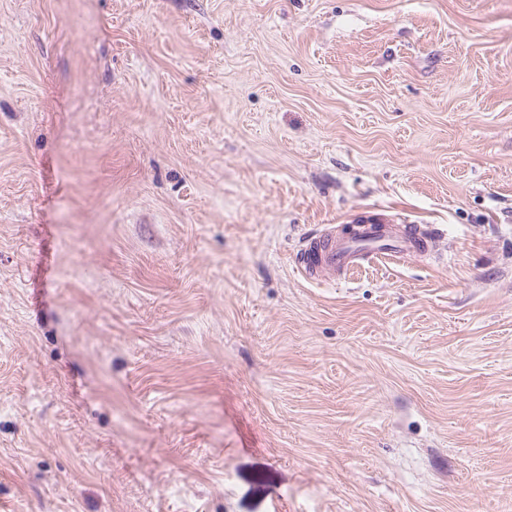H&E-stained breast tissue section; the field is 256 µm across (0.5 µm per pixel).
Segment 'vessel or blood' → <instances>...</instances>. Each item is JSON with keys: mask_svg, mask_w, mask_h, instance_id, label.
Masks as SVG:
<instances>
[{"mask_svg": "<svg viewBox=\"0 0 512 512\" xmlns=\"http://www.w3.org/2000/svg\"><path fill=\"white\" fill-rule=\"evenodd\" d=\"M427 237L408 224H385L379 230L352 234L321 231L306 239L297 261L298 272L309 281L346 276L357 263L380 258L405 259L425 249Z\"/></svg>", "mask_w": 512, "mask_h": 512, "instance_id": "obj_1", "label": "vessel or blood"}]
</instances>
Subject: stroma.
<instances>
[{
	"instance_id": "stroma-1",
	"label": "stroma",
	"mask_w": 512,
	"mask_h": 512,
	"mask_svg": "<svg viewBox=\"0 0 512 512\" xmlns=\"http://www.w3.org/2000/svg\"><path fill=\"white\" fill-rule=\"evenodd\" d=\"M0 512H512V0H0ZM297 260V271L309 281L323 277L336 282L357 263L380 258L406 259L427 247V237L417 226L382 224L378 231L360 229L357 233L321 230L306 239Z\"/></svg>"
}]
</instances>
